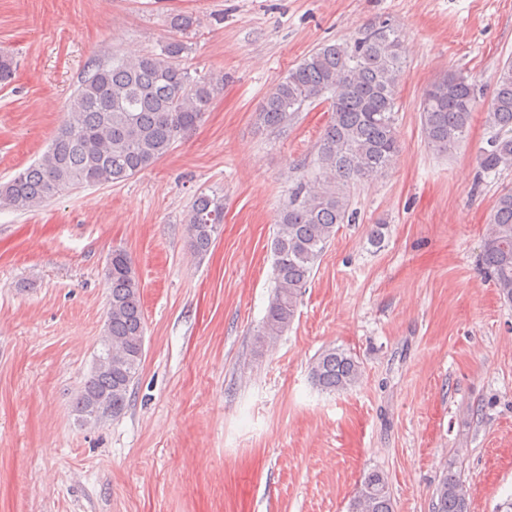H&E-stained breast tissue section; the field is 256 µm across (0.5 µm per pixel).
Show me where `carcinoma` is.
<instances>
[{
  "mask_svg": "<svg viewBox=\"0 0 512 512\" xmlns=\"http://www.w3.org/2000/svg\"><path fill=\"white\" fill-rule=\"evenodd\" d=\"M196 19L176 13V36L160 52L135 58H93L70 98L65 119L45 152L0 183V208L31 211L55 195L80 186L112 185L148 169L201 123L224 90V75L193 76L180 67L187 51L182 36ZM405 67L398 30L374 23L349 42L325 43L288 71L257 109L258 124L271 133L293 127L305 106L325 97L331 118L316 147L317 173L297 176L277 220L272 242L274 292L258 333L261 343L282 335L293 323L298 299L324 249L341 224L355 220L350 188L382 176L399 152L396 94ZM475 90L468 76L450 71L423 92L422 135L444 154L469 133ZM486 125L494 130L478 156L484 173L512 169V61L499 70ZM224 223V197L200 193L186 217L190 247L206 254ZM481 269L504 301L512 303V190L493 206ZM107 320L100 356L109 341L126 345L112 356V368L92 370L75 398L84 419L120 417L139 371L145 322L140 283L129 254L112 250L105 270ZM321 389L344 392L361 377L358 362L341 349H326L310 367ZM348 512H393L388 482L373 469L362 477ZM432 512H469L464 481L453 472L439 482Z\"/></svg>",
  "mask_w": 512,
  "mask_h": 512,
  "instance_id": "carcinoma-1",
  "label": "carcinoma"
}]
</instances>
